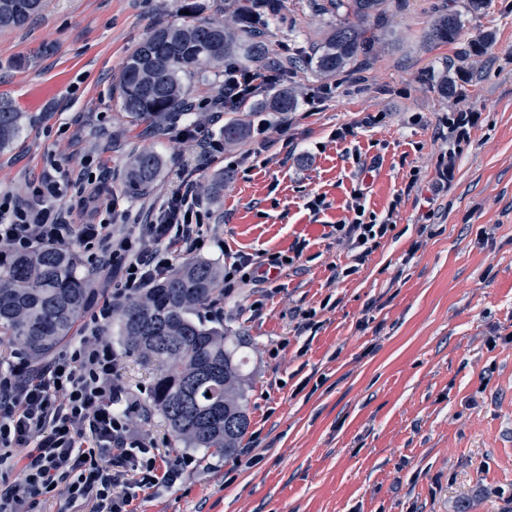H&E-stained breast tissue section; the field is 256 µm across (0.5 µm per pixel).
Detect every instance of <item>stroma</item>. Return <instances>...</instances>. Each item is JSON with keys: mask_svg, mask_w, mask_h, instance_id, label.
<instances>
[{"mask_svg": "<svg viewBox=\"0 0 512 512\" xmlns=\"http://www.w3.org/2000/svg\"><path fill=\"white\" fill-rule=\"evenodd\" d=\"M188 1L198 19L232 20L224 0H46L22 28L0 30V100L22 114L0 150V194L52 165L76 176L98 162L123 212L113 235L154 219L187 147L176 129L130 122L118 85L129 54L181 23ZM453 4L388 0L366 69L295 72L296 109L263 113L262 137L200 174L203 245H169L172 263L284 259L201 312L250 342L243 444L261 461L194 451L182 479L143 492L137 512H512V0L463 17L462 41L493 37L460 73L464 98L432 79L455 47L422 40ZM333 23L307 0H280L269 39L314 43ZM452 112L476 114L468 144L455 145ZM135 149L163 161L138 198L122 192ZM358 191L394 224L360 261L335 230ZM340 266L352 275L337 278Z\"/></svg>", "mask_w": 512, "mask_h": 512, "instance_id": "1", "label": "stroma"}]
</instances>
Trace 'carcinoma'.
Masks as SVG:
<instances>
[{"label": "carcinoma", "mask_w": 512, "mask_h": 512, "mask_svg": "<svg viewBox=\"0 0 512 512\" xmlns=\"http://www.w3.org/2000/svg\"><path fill=\"white\" fill-rule=\"evenodd\" d=\"M236 27L199 21L188 15L180 25L161 26L127 58L119 85L124 112L156 130L176 123L188 109L185 81L234 63L271 76L280 88L239 108L241 112H291L295 95L281 88L294 70L307 65L323 76L362 68L386 0H311L336 17V27L310 47H296L271 61L266 43L268 16L279 0H233ZM42 0H0V29L18 28ZM484 0H464L463 10L441 12L423 32L429 44L458 42L463 12L483 8ZM491 35L472 40L459 54L482 56ZM21 114L0 101V149L19 135ZM251 125L243 117L224 122V144H243ZM162 159L151 151L133 153L127 164L125 193L139 197L154 184ZM224 291V270L202 260L170 269L153 287L128 295L116 309L124 349L155 367L149 388L151 406L163 416L175 441L206 453L234 454L249 432L245 385L247 340L230 336L195 316ZM95 296L89 280L77 273L74 253L44 246L26 254L0 249V335L39 362L55 352L90 308Z\"/></svg>", "instance_id": "cac0c4a2"}]
</instances>
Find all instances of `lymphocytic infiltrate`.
Listing matches in <instances>:
<instances>
[{
	"mask_svg": "<svg viewBox=\"0 0 512 512\" xmlns=\"http://www.w3.org/2000/svg\"><path fill=\"white\" fill-rule=\"evenodd\" d=\"M258 93L252 75L228 70L220 92L200 99L197 108L216 124ZM177 138L194 142L196 153L170 175L166 197L143 233L113 236L107 218L116 203L103 196L101 178L45 172L22 196L0 195V246L25 253L76 238L91 270L121 273V293L162 280L171 267L164 242L178 240L190 252L199 246L206 213L197 177L224 152L222 136L193 122ZM75 197L94 204L80 223L67 207ZM354 211L355 220L336 230L367 255L391 226L367 218L364 205ZM111 319V305L93 310L85 333L48 361L34 364L18 353L0 361V512H43L55 493L90 504V512H136L143 489L172 486L191 465L188 457L168 460L153 438L132 430L130 417L141 405L118 385V356L100 334Z\"/></svg>",
	"mask_w": 512,
	"mask_h": 512,
	"instance_id": "1",
	"label": "lymphocytic infiltrate"
}]
</instances>
